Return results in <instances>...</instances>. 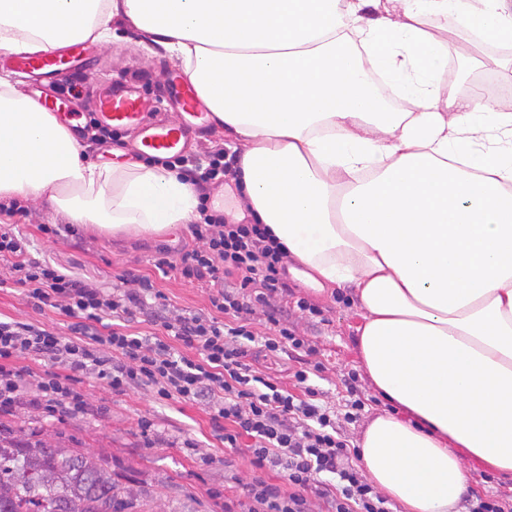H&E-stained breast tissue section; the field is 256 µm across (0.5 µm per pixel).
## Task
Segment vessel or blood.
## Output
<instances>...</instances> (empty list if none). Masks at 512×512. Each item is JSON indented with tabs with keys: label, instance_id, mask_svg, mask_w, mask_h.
Returning a JSON list of instances; mask_svg holds the SVG:
<instances>
[{
	"label": "vessel or blood",
	"instance_id": "b4317fda",
	"mask_svg": "<svg viewBox=\"0 0 512 512\" xmlns=\"http://www.w3.org/2000/svg\"><path fill=\"white\" fill-rule=\"evenodd\" d=\"M96 53L91 40L69 37L63 40L60 48L51 52L19 51L0 55V68L28 75L32 81L31 90L42 107L56 115L60 122L67 123L73 114L62 91L77 71L94 61ZM167 100L178 112V122H152L149 119L152 102L143 97L133 83L121 82L98 96L97 118L113 127L137 129L139 137L134 148L138 153L182 154L193 141L204 136L212 124L213 115L208 100L177 66L169 73Z\"/></svg>",
	"mask_w": 512,
	"mask_h": 512
}]
</instances>
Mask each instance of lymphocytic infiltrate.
<instances>
[{"instance_id": "f902f5d3", "label": "lymphocytic infiltrate", "mask_w": 512, "mask_h": 512, "mask_svg": "<svg viewBox=\"0 0 512 512\" xmlns=\"http://www.w3.org/2000/svg\"><path fill=\"white\" fill-rule=\"evenodd\" d=\"M206 168L188 157L166 158L194 187L199 218L190 226L195 247L179 257L159 252L154 266L162 275L208 279L209 311L170 307L147 276L125 280L123 287L98 288L29 254L27 237L0 225V265L22 288L37 311L69 318V335L20 321L0 320V416L20 417L44 407L83 409L70 386L73 374L105 381L116 393L151 389L161 399L203 403L213 423L224 426V445L240 447L253 473L242 484L247 512H391L361 473L359 454L351 450L336 414L317 400L311 370L296 369L302 387L294 394L278 378L250 362L252 349L278 358L312 354L309 342L288 324L278 299L288 290L282 275L285 247L263 224L229 223L210 211L213 183L232 170L222 147H211ZM262 309L266 332L254 329L250 316ZM153 312L157 330L134 329L139 314ZM34 355L49 364L33 398H24L26 382L16 360Z\"/></svg>"}]
</instances>
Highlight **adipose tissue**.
Returning <instances> with one entry per match:
<instances>
[{
    "label": "adipose tissue",
    "mask_w": 512,
    "mask_h": 512,
    "mask_svg": "<svg viewBox=\"0 0 512 512\" xmlns=\"http://www.w3.org/2000/svg\"><path fill=\"white\" fill-rule=\"evenodd\" d=\"M454 16L512 43V0H0V50L29 32L116 38L115 18L180 61L242 144L243 204L313 289H351L356 350L391 411L358 442L404 512H458L469 462L512 476V104L443 94ZM408 108H383L369 73ZM0 199H43L102 234L187 224L176 171L97 163L0 82Z\"/></svg>",
    "instance_id": "1"
}]
</instances>
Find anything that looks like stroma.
Listing matches in <instances>:
<instances>
[{"mask_svg": "<svg viewBox=\"0 0 512 512\" xmlns=\"http://www.w3.org/2000/svg\"><path fill=\"white\" fill-rule=\"evenodd\" d=\"M119 33L120 40L98 45V65L82 74V84L96 93L110 81L138 76L142 79V94L156 97L166 83L165 74L174 64L173 58L151 40L142 39L140 30L130 24L120 25ZM479 73L498 79L512 74V49L483 44L475 58L453 57L443 76L444 92L466 93ZM65 221L64 215L42 200H0V225L14 224L29 238L34 257L52 260L82 281L103 288L120 286L123 279L132 276H147L175 308L208 309L209 290L205 283L166 277L153 266L161 250L176 257L194 247L188 226L153 236H112L93 232L81 224L76 236L64 242L38 230L39 225ZM4 276L5 270L0 267L1 320L31 322L66 332V318L48 310H33L20 288L6 282ZM283 279L289 289L288 320L297 335L306 337L316 349L323 372L315 385L323 393V404L337 416L343 417L347 410L349 376L357 378V395L365 407L356 420L342 425L349 442H357L367 419L388 410L389 405L375 394L356 353L360 319L355 314L353 293L348 288H337L326 295L291 274H284ZM300 298L317 306L320 317L298 310L295 302ZM74 387L83 396L84 412L52 415L39 410L22 417L21 426L27 431L62 433L79 448L113 461L126 481L147 492L150 504L161 502L173 508L186 504L192 512H224L225 499L239 495L238 489L227 484L225 465H232L241 479L250 480L249 467L240 454L225 448L223 430L215 427L201 404L162 400L147 390L116 393L107 383L87 375L79 376ZM145 420L155 425L154 433L148 437L142 435L140 428ZM186 440L198 444L200 454L184 449L182 443Z\"/></svg>", "mask_w": 512, "mask_h": 512, "instance_id": "obj_1", "label": "stroma"}]
</instances>
